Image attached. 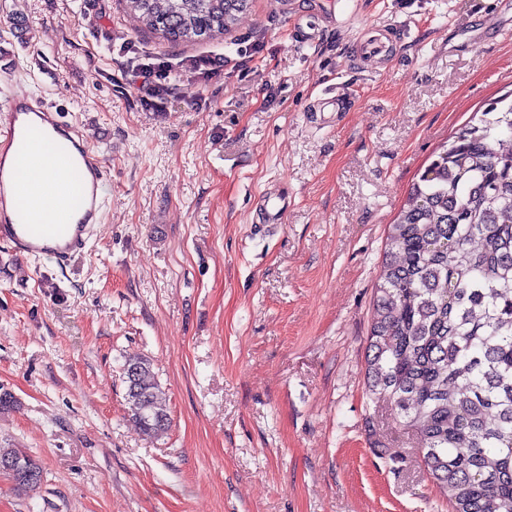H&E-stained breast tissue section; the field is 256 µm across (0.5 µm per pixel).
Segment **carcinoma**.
<instances>
[{
  "label": "carcinoma",
  "mask_w": 512,
  "mask_h": 512,
  "mask_svg": "<svg viewBox=\"0 0 512 512\" xmlns=\"http://www.w3.org/2000/svg\"><path fill=\"white\" fill-rule=\"evenodd\" d=\"M172 42L230 32L249 0H125ZM512 101L490 100L440 148L391 224L373 308L368 390L420 436L452 512H512ZM130 417L154 437L170 423L151 364L124 371ZM41 484L39 461L0 447Z\"/></svg>",
  "instance_id": "obj_1"
}]
</instances>
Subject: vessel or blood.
<instances>
[{
    "instance_id": "vessel-or-blood-1",
    "label": "vessel or blood",
    "mask_w": 512,
    "mask_h": 512,
    "mask_svg": "<svg viewBox=\"0 0 512 512\" xmlns=\"http://www.w3.org/2000/svg\"><path fill=\"white\" fill-rule=\"evenodd\" d=\"M397 49L386 30L371 29L360 47L370 62L381 60ZM49 127L59 141L57 156L67 158L66 178L48 177V158L43 154L33 129ZM107 170L84 131L64 121L61 113L45 98L16 94L7 102V115L0 125V243L25 258L46 256L57 265L68 264L80 255L88 241L91 225L101 218V200ZM57 202L48 224L35 223L16 202L32 187Z\"/></svg>"
}]
</instances>
